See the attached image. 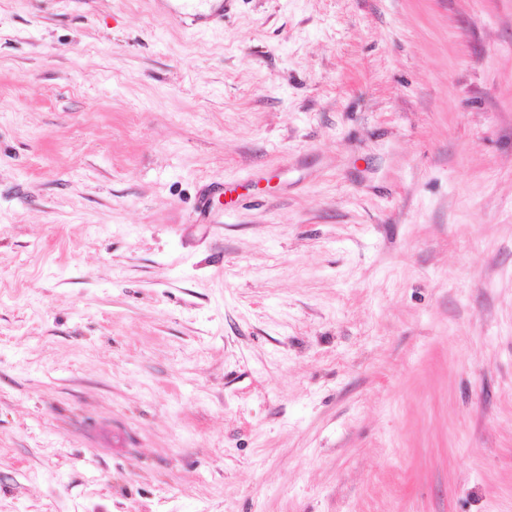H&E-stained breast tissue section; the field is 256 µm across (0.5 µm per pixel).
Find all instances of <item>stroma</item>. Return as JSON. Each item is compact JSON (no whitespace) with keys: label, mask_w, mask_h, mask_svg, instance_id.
I'll return each mask as SVG.
<instances>
[{"label":"stroma","mask_w":512,"mask_h":512,"mask_svg":"<svg viewBox=\"0 0 512 512\" xmlns=\"http://www.w3.org/2000/svg\"><path fill=\"white\" fill-rule=\"evenodd\" d=\"M0 512H512V0H0ZM169 2L170 16L191 26H208L224 22L235 0H164Z\"/></svg>","instance_id":"obj_1"}]
</instances>
